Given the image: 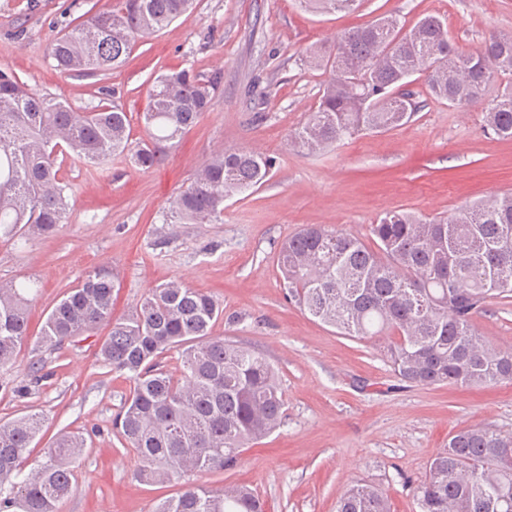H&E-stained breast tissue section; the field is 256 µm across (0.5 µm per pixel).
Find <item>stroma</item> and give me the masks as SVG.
Here are the masks:
<instances>
[{"label": "stroma", "mask_w": 512, "mask_h": 512, "mask_svg": "<svg viewBox=\"0 0 512 512\" xmlns=\"http://www.w3.org/2000/svg\"><path fill=\"white\" fill-rule=\"evenodd\" d=\"M112 0H0V70L39 94L87 111L100 87L116 92L133 140L147 138L141 120L155 78L187 68L224 83L214 106L161 162L143 171L124 158L104 168L65 161L73 209L50 237L0 240V284L38 282L29 308L32 338L15 363L0 367V420L39 413L43 428L30 461L59 433L83 432L87 448L72 492L59 512H154L181 481L151 484L112 421L131 382L97 360L109 326L58 348L34 341L53 305L91 271L111 266L118 279L112 317L121 319L149 287L181 278L213 296L224 310L214 335L262 353L278 370L286 419L248 445L231 470L196 475L220 489L242 484L266 512H336L353 483L379 485L391 512H418L416 485L448 438L468 426L512 434V382L494 386H421L399 381L383 357L387 337L336 333L285 295L276 268L282 240L321 224L371 243L370 227L386 212L446 217L458 207L512 192V140L489 135L485 102L463 108L430 98L423 80L412 89L424 106L411 122L370 132L316 155L289 146L288 134L318 102L328 78L305 52L335 50L337 34L397 14L405 26L445 19L458 50L469 54L493 34H512V0H358L349 12L302 10L297 0H196L192 11L138 41L122 67L86 77L55 70L49 48L85 13ZM267 94L266 118H253L251 89ZM246 147L274 157L260 188L224 204L217 224H167L171 200L198 165L221 148ZM478 331L512 352V298L492 300ZM46 374L24 397L12 393L29 365Z\"/></svg>", "instance_id": "1"}]
</instances>
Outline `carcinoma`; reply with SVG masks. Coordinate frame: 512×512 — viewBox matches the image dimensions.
Wrapping results in <instances>:
<instances>
[{
    "instance_id": "obj_1",
    "label": "carcinoma",
    "mask_w": 512,
    "mask_h": 512,
    "mask_svg": "<svg viewBox=\"0 0 512 512\" xmlns=\"http://www.w3.org/2000/svg\"><path fill=\"white\" fill-rule=\"evenodd\" d=\"M89 13L49 49L64 74L94 76L120 67L132 47L171 25L192 0H116ZM316 12L351 9L349 0H301ZM308 62L328 70L314 111L290 134L306 154L326 151L365 131L387 132L420 109L414 93L394 94L424 76L429 92L451 106L485 97L496 77L505 85L485 111L487 132L512 139V36H493L480 51L453 46L434 15L405 29L393 14L336 37V53L316 48ZM223 76L187 69L159 75L143 113L149 139L134 142L127 112L102 92L100 104L78 112L65 99L39 95L0 71V238L48 237L67 223L71 206L62 161L102 167L122 155L141 170L161 160L163 143L180 138L214 105ZM274 157L247 148L211 155L170 202L175 224H215L224 202L267 182ZM376 248L359 238L310 224L280 246L277 266L288 299L339 334L393 336L386 357L400 380L465 387L512 381V353L484 339L474 318L494 299L512 297V192L466 204L443 220L390 211L371 226ZM116 276L102 267L48 313L37 337L61 346L112 321ZM32 288L0 285V367L29 340ZM223 315L210 295L174 278L148 289L112 326L97 356L130 373L133 389L115 426L132 448L141 477L167 483L187 474L234 467L247 444L278 429L285 402L278 373L264 355L212 335ZM181 351L179 373L158 358ZM42 416L0 422V512H59L72 491L75 464L86 448L77 432L51 442L43 461L22 474ZM512 435L465 427L431 461L415 488L420 512H512ZM154 512H264L244 485L214 490L189 484ZM336 512H390L378 486L352 484Z\"/></svg>"
}]
</instances>
